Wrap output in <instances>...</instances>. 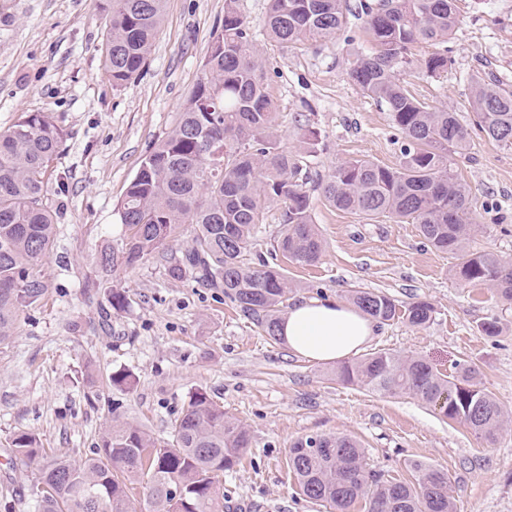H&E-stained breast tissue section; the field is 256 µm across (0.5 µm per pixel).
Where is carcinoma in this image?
I'll use <instances>...</instances> for the list:
<instances>
[{"label": "carcinoma", "instance_id": "carcinoma-1", "mask_svg": "<svg viewBox=\"0 0 512 512\" xmlns=\"http://www.w3.org/2000/svg\"><path fill=\"white\" fill-rule=\"evenodd\" d=\"M237 0H224L221 39L211 41L203 77L171 130L143 155L120 204L125 226L121 250H101L97 281L168 251L193 225L189 246L171 257L168 274L190 276L206 288L224 289V302L275 343L291 282L280 263L316 264L324 241L312 220L313 196L330 206L414 224L424 242L454 259L457 282L484 284L512 306V262L492 251L468 248L479 225L471 198L453 169L452 155L470 148L471 132L452 109L436 110L398 82L415 67L433 76L448 69L441 54L415 56L418 44L444 41L458 25L457 0H269L270 39L287 49L336 37L349 17H365L370 44L352 62L348 77L362 94L387 106L401 134L394 167L370 159L312 174L319 151L313 131L303 150L282 144L263 61ZM165 0H109L104 66L112 87L136 78L147 63L164 17ZM473 125L512 148V85L493 73L471 83ZM66 132L47 112H25L0 131V345L17 332L22 312L46 292L33 274L52 247L56 209L47 197V175ZM281 205V230L268 254L253 252L266 204ZM350 302L379 324L403 319L422 327L435 313L426 300L399 301L383 292L354 289ZM473 361L445 375L424 359L377 351L345 362L336 381L375 392L410 395L440 417L465 425L494 445L512 410L479 383ZM250 445L249 430L226 416L204 391L192 393L168 435L117 415L96 450L76 461L40 453L36 436L12 440L16 455L36 464L30 487L36 512H128L130 485H140L152 512H224V472ZM288 468L307 498L334 512H456L448 473L411 462L407 481L385 476L366 461L365 449L344 434L297 438Z\"/></svg>", "mask_w": 512, "mask_h": 512}]
</instances>
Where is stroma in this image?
<instances>
[{
    "label": "stroma",
    "instance_id": "obj_1",
    "mask_svg": "<svg viewBox=\"0 0 512 512\" xmlns=\"http://www.w3.org/2000/svg\"><path fill=\"white\" fill-rule=\"evenodd\" d=\"M459 25L445 43L447 72L399 74L414 97L469 122L470 84L491 71L512 82V0H459ZM262 53L279 133L295 147L305 130L322 149L321 174L355 158L400 161L402 139L387 107L364 97L347 75L361 45L362 23L322 43L283 49L264 26L268 0H237ZM224 17V0H166L164 19L141 74L113 88L104 69L109 20L103 0H0V130L24 112H47L67 132L48 179L57 207L53 249L36 273L44 298L25 310L16 335L0 346V512H35L29 486L36 467L11 442L34 434L47 453L78 460L92 454L113 415L166 436L188 396L207 392L248 428L251 444L224 474L236 512H331L302 495L288 470L300 436L341 433L358 440L372 468L406 478L408 461L447 471L457 512H512V426L485 447L460 423L442 420L416 398L337 383L333 363L297 355L241 320L223 292L172 279L166 258L120 269L114 286L126 301L113 309L109 290L93 285L103 247L120 248L119 204L145 151L175 123L203 75V62ZM480 230L471 246L512 258V149L481 135L456 160ZM313 222L325 252L313 266L288 263L296 303L347 300L351 289L398 300H428L430 323L399 320L377 327L367 352L417 355L451 370L475 361L481 382L512 409V307L490 288L460 286L450 256L431 250L415 225L369 219L315 198ZM502 323L500 336L477 330ZM135 378L114 386V373Z\"/></svg>",
    "mask_w": 512,
    "mask_h": 512
}]
</instances>
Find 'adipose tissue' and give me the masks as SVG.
Here are the masks:
<instances>
[{
  "instance_id": "adipose-tissue-1",
  "label": "adipose tissue",
  "mask_w": 512,
  "mask_h": 512,
  "mask_svg": "<svg viewBox=\"0 0 512 512\" xmlns=\"http://www.w3.org/2000/svg\"><path fill=\"white\" fill-rule=\"evenodd\" d=\"M280 333L298 355L332 362L358 354L371 341L375 326L341 300L316 299L289 308Z\"/></svg>"
}]
</instances>
